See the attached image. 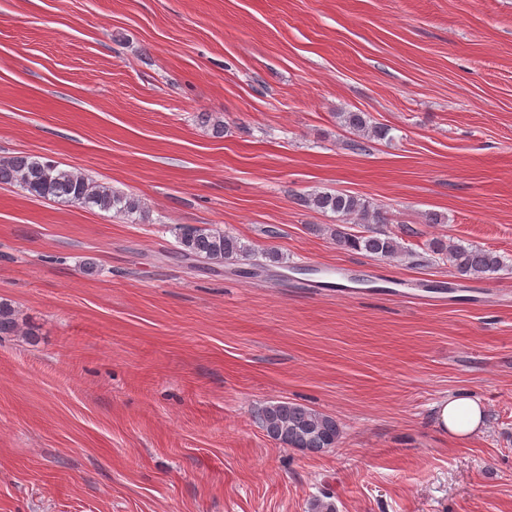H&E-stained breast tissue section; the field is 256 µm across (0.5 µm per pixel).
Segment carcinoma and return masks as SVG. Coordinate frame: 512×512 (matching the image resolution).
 Masks as SVG:
<instances>
[{
	"instance_id": "carcinoma-1",
	"label": "carcinoma",
	"mask_w": 512,
	"mask_h": 512,
	"mask_svg": "<svg viewBox=\"0 0 512 512\" xmlns=\"http://www.w3.org/2000/svg\"><path fill=\"white\" fill-rule=\"evenodd\" d=\"M340 118L350 133L367 140L386 138L387 130L370 123L364 112H343ZM0 185L17 186L31 195L84 208H97L130 217H146L141 200L117 190L88 174L61 167L48 157L21 153L0 159ZM297 204L324 213L331 212L337 220L363 225V232L352 234L339 227L331 236L341 248L366 251L379 257H390L403 251L398 235L386 228L387 213L357 196L343 192L314 191L297 197ZM177 248L175 253L185 263L201 262L207 269L220 272L226 260L248 259L251 249L239 238L211 224H177L173 227ZM431 252L448 261L455 274L463 278L492 275L503 267L500 256L480 247L449 244L442 239L431 243ZM31 336L22 328L14 309L0 301V335ZM258 421L272 440L287 448L319 454L336 447L340 424L335 417L316 409L291 402L277 401L258 412Z\"/></svg>"
}]
</instances>
